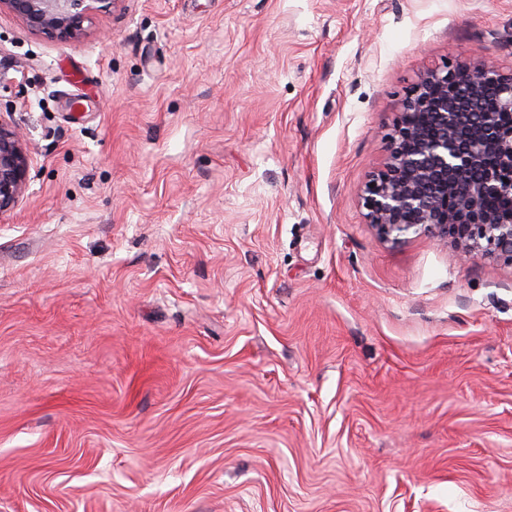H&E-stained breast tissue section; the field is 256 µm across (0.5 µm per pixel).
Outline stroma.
Here are the masks:
<instances>
[{"instance_id": "stroma-1", "label": "stroma", "mask_w": 512, "mask_h": 512, "mask_svg": "<svg viewBox=\"0 0 512 512\" xmlns=\"http://www.w3.org/2000/svg\"><path fill=\"white\" fill-rule=\"evenodd\" d=\"M512 0L0 12V512H512V264L363 191ZM110 9L116 0H1L5 7L20 17L32 30L60 38H78L83 34V22L93 7ZM29 158L16 125L0 117V214L23 196L29 178Z\"/></svg>"}]
</instances>
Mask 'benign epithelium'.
<instances>
[{
  "instance_id": "7a95c632",
  "label": "benign epithelium",
  "mask_w": 512,
  "mask_h": 512,
  "mask_svg": "<svg viewBox=\"0 0 512 512\" xmlns=\"http://www.w3.org/2000/svg\"><path fill=\"white\" fill-rule=\"evenodd\" d=\"M116 0H0L38 32L78 38L91 9ZM494 91L493 106L485 104ZM29 158L19 128L0 119V214L23 196ZM512 74L493 64L432 70L412 88L387 137L385 167L365 188L368 223L384 241L409 233L451 240L473 261L512 264ZM494 195L509 211L484 205Z\"/></svg>"
}]
</instances>
